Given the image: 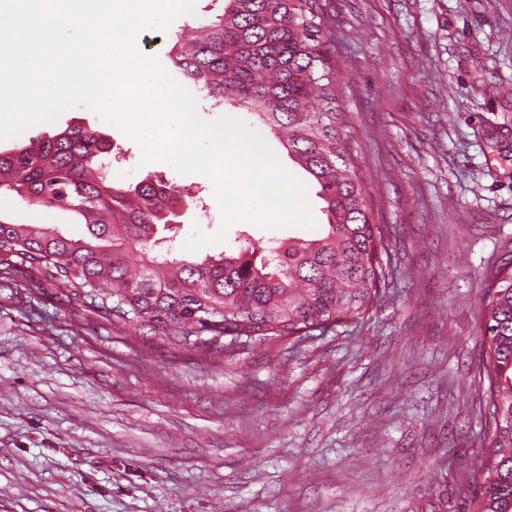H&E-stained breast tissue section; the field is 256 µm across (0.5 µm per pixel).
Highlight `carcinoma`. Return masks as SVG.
Returning a JSON list of instances; mask_svg holds the SVG:
<instances>
[{
    "label": "carcinoma",
    "mask_w": 512,
    "mask_h": 512,
    "mask_svg": "<svg viewBox=\"0 0 512 512\" xmlns=\"http://www.w3.org/2000/svg\"><path fill=\"white\" fill-rule=\"evenodd\" d=\"M323 38L316 0H224L222 14L176 35L169 51L171 65L213 107L256 115L314 179L327 215L318 238L250 241L186 258L161 232L188 196L162 180L115 184L112 142L78 125L0 151V189L75 214L88 236L0 218V265L27 272L36 291L88 297L116 328L147 327L174 346L205 337L231 350L365 318L388 278L380 255L389 231L376 223L341 137L336 69ZM488 280L478 304L484 448L471 470L469 509L512 512V254Z\"/></svg>",
    "instance_id": "cac0c4a2"
}]
</instances>
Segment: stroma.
<instances>
[{
	"label": "stroma",
	"mask_w": 512,
	"mask_h": 512,
	"mask_svg": "<svg viewBox=\"0 0 512 512\" xmlns=\"http://www.w3.org/2000/svg\"><path fill=\"white\" fill-rule=\"evenodd\" d=\"M341 128L393 248L363 322L219 353L125 333L89 300L27 290L0 271V512H468L482 450L477 301L512 244V0H318ZM222 7L196 0L138 51L170 68L172 37ZM256 130L255 116L198 105ZM110 136L112 178L164 180L200 198L179 242L214 234L208 176L144 161L140 145L76 106L0 149L73 125ZM316 228L233 222L228 239L317 238ZM0 216L75 237L69 212L0 191Z\"/></svg>",
	"instance_id": "1"
}]
</instances>
